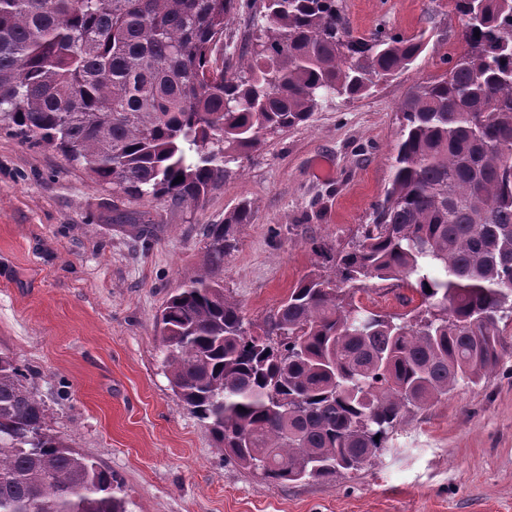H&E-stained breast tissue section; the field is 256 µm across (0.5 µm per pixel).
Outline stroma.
<instances>
[{
	"label": "stroma",
	"instance_id": "stroma-1",
	"mask_svg": "<svg viewBox=\"0 0 512 512\" xmlns=\"http://www.w3.org/2000/svg\"><path fill=\"white\" fill-rule=\"evenodd\" d=\"M342 6L355 35L423 30L428 47L371 94L327 102L307 124L267 135L200 206L114 193L0 128V349L34 370L51 426L112 470L133 512H512V321L493 372L408 414L373 466L332 480L273 486L229 461L165 374L154 315L201 272L204 225L253 202V223L224 258V292L263 322L370 223L389 181L399 102L460 49L450 0ZM116 208L150 212L151 248L113 223Z\"/></svg>",
	"mask_w": 512,
	"mask_h": 512
}]
</instances>
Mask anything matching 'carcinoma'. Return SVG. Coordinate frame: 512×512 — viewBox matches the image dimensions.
I'll return each instance as SVG.
<instances>
[{"label":"carcinoma","instance_id":"1","mask_svg":"<svg viewBox=\"0 0 512 512\" xmlns=\"http://www.w3.org/2000/svg\"><path fill=\"white\" fill-rule=\"evenodd\" d=\"M256 0H0V123L133 198L203 201L266 135L410 70L423 35L356 37L339 0H264L250 49L224 30ZM461 49L398 104L384 197L329 271L264 322L224 294L255 208L209 224L197 278L155 317L173 390L224 456L271 485L359 471L411 407L477 383L512 320V0H453ZM183 180L173 183L176 177ZM381 282L407 310L355 297ZM431 292H425L426 288ZM379 440H374V437ZM112 470L54 432L0 350V512H129Z\"/></svg>","mask_w":512,"mask_h":512}]
</instances>
